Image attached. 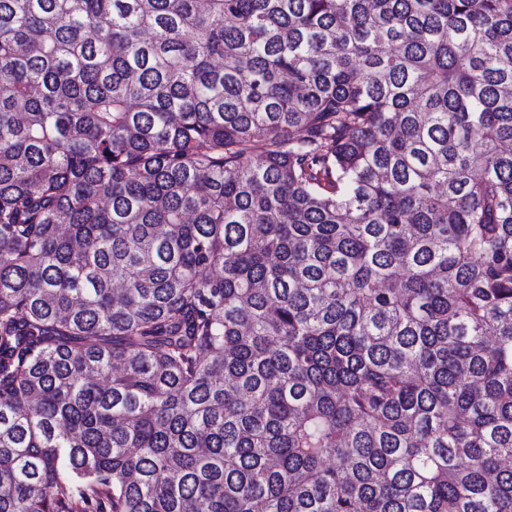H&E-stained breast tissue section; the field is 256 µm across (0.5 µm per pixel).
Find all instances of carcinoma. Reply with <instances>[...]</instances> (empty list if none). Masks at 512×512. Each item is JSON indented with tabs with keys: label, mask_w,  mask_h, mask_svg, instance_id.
I'll use <instances>...</instances> for the list:
<instances>
[{
	"label": "carcinoma",
	"mask_w": 512,
	"mask_h": 512,
	"mask_svg": "<svg viewBox=\"0 0 512 512\" xmlns=\"http://www.w3.org/2000/svg\"><path fill=\"white\" fill-rule=\"evenodd\" d=\"M512 0H0V512H512Z\"/></svg>",
	"instance_id": "1"
}]
</instances>
